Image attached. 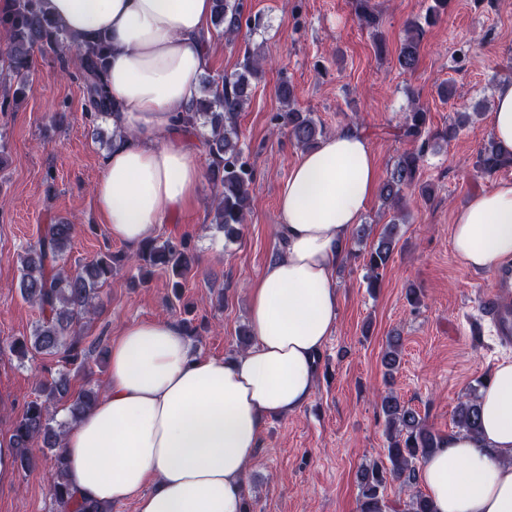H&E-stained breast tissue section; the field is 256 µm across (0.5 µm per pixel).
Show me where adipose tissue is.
I'll use <instances>...</instances> for the list:
<instances>
[{
	"label": "adipose tissue",
	"instance_id": "adipose-tissue-1",
	"mask_svg": "<svg viewBox=\"0 0 512 512\" xmlns=\"http://www.w3.org/2000/svg\"><path fill=\"white\" fill-rule=\"evenodd\" d=\"M67 33L106 37L105 74L117 135L94 201L112 239L136 249L165 215L194 199L195 152L178 145L177 115L199 98L210 65L214 0H45ZM378 187L368 138L342 130L301 155L278 197L281 256L252 288L251 347L231 360L193 354L171 320L124 327L108 383L66 431L75 500L137 512H242L265 423L315 393V361L336 332V269ZM453 250L478 273L512 264V180L458 208ZM481 432L445 434L417 467L435 512H512V360L479 392Z\"/></svg>",
	"mask_w": 512,
	"mask_h": 512
}]
</instances>
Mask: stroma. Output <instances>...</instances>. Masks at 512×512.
<instances>
[{"label": "stroma", "instance_id": "35a3bbf8", "mask_svg": "<svg viewBox=\"0 0 512 512\" xmlns=\"http://www.w3.org/2000/svg\"><path fill=\"white\" fill-rule=\"evenodd\" d=\"M245 26L234 36L211 33V75L234 72L244 48L269 65L241 112L243 157L253 172L252 208L241 233L227 239L211 224L215 189L203 181L196 200L165 216L159 238L186 240L199 264L174 300L168 275L155 271L134 281V269L117 266L100 290L98 308L80 329L88 347L108 348L123 327L160 319L188 322L190 343L205 357L238 352L237 334L248 323L252 288L282 246L277 198L302 155L286 130L276 129L281 112L280 80L294 88L296 104L321 122L326 134L357 124L377 156L380 176L410 150L399 127L411 100L430 115L433 130H445L456 113L472 118L456 138L429 154L421 180L434 195L406 193V224L377 292L363 280L361 260L336 270L340 308L336 332L320 354L316 392L299 412L269 420L249 467L245 490L253 512H358L359 473L386 459L381 393L394 391L441 435L454 431L461 399L479 393L495 365L512 359L482 314V302L498 288L496 274L477 273L454 254L455 210L488 190L495 178L474 163L492 135L494 91L512 80V0H448V11L426 27L419 62L402 72L397 56L408 21L423 18L430 0H372L377 29L360 26L355 0H242ZM456 95L442 100L441 82ZM25 101L0 112V140L7 163L0 168V341L30 336L39 318L18 288L19 256L43 225L73 221L77 232L65 256L73 269L101 253L120 254L97 211L93 187L108 149L94 139L80 74V49L65 59L34 53ZM421 302L411 306L408 287ZM402 338L401 363L386 374L387 338ZM108 360L91 356L86 369L57 357L21 360L0 351V437L38 394L41 380L68 372L73 389H105ZM38 466L16 472L0 493V512H58L48 489L54 466L42 443L32 445Z\"/></svg>", "mask_w": 512, "mask_h": 512}]
</instances>
